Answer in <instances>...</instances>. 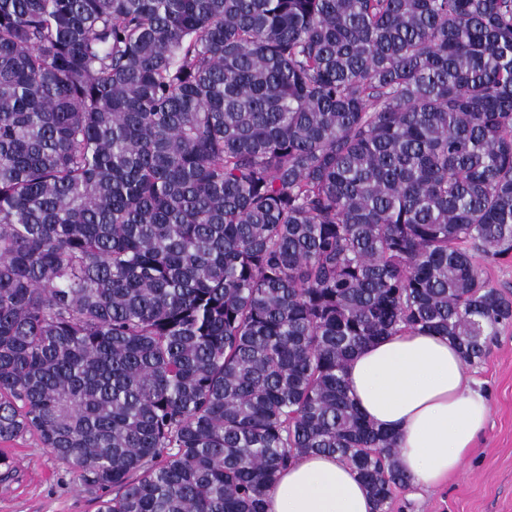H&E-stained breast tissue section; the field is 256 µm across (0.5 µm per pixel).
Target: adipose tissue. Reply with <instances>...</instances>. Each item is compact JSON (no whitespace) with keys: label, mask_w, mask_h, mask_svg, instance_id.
<instances>
[{"label":"adipose tissue","mask_w":512,"mask_h":512,"mask_svg":"<svg viewBox=\"0 0 512 512\" xmlns=\"http://www.w3.org/2000/svg\"><path fill=\"white\" fill-rule=\"evenodd\" d=\"M348 393L377 428L394 434L413 487L456 473L484 430L489 402L448 339L413 330L380 338L347 366ZM353 469L338 456L307 454L280 473L267 512H373Z\"/></svg>","instance_id":"1"}]
</instances>
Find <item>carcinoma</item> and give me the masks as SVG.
Segmentation results:
<instances>
[{
	"label": "carcinoma",
	"instance_id": "carcinoma-1",
	"mask_svg": "<svg viewBox=\"0 0 512 512\" xmlns=\"http://www.w3.org/2000/svg\"><path fill=\"white\" fill-rule=\"evenodd\" d=\"M475 252L512 254V0H0V442L98 512H267L308 453L391 512L347 363L482 362Z\"/></svg>",
	"mask_w": 512,
	"mask_h": 512
}]
</instances>
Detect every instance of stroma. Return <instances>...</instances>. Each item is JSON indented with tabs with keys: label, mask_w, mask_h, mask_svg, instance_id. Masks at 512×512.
Segmentation results:
<instances>
[{
	"label": "stroma",
	"mask_w": 512,
	"mask_h": 512,
	"mask_svg": "<svg viewBox=\"0 0 512 512\" xmlns=\"http://www.w3.org/2000/svg\"><path fill=\"white\" fill-rule=\"evenodd\" d=\"M490 413L459 471L431 489L397 491L391 512H512V325L501 328L486 358L471 367ZM14 460L0 476V512H97L95 494L32 435L6 444Z\"/></svg>",
	"instance_id": "1"
}]
</instances>
